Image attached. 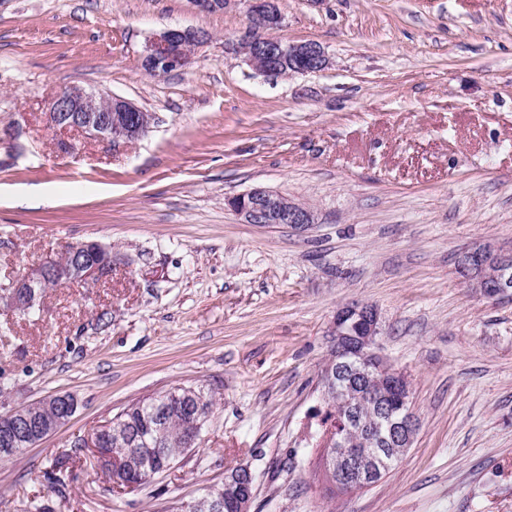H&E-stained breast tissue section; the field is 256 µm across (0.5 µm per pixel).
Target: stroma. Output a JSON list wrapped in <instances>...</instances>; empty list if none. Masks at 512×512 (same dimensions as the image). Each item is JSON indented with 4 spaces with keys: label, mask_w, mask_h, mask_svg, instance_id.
<instances>
[{
    "label": "stroma",
    "mask_w": 512,
    "mask_h": 512,
    "mask_svg": "<svg viewBox=\"0 0 512 512\" xmlns=\"http://www.w3.org/2000/svg\"><path fill=\"white\" fill-rule=\"evenodd\" d=\"M277 6V37L318 43L326 69L256 74L231 47L241 8L0 0V289L68 243L112 247L105 282L45 289L40 317L0 306V414L80 401L0 461V512H174L242 464L250 512H512V297L457 269L476 245L512 249V0ZM174 26L209 39L150 76L144 46ZM72 86L131 100L150 131L116 149L72 132L59 153L45 112ZM257 187L316 223H244L224 200ZM354 303L378 309L419 428L381 482L332 493L304 436ZM190 386L214 405L167 472L119 489L87 452L65 495L41 484L132 403Z\"/></svg>",
    "instance_id": "obj_1"
}]
</instances>
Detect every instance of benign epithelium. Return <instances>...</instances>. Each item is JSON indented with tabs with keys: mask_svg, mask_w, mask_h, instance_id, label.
<instances>
[{
	"mask_svg": "<svg viewBox=\"0 0 512 512\" xmlns=\"http://www.w3.org/2000/svg\"><path fill=\"white\" fill-rule=\"evenodd\" d=\"M203 12L224 11L243 4L247 8L250 26L237 40V51L253 70L267 76H281L282 64L296 72H316L328 67L324 50L311 41L290 43L270 35L279 28L282 15L276 0H189ZM207 37L194 29L167 28L152 36L142 53L143 69L164 77L185 69L195 47ZM49 127L62 131H77L88 138L120 147L143 137L150 124L143 110L129 100L106 95L92 89L70 87L50 102L45 113ZM230 208L248 224H289L305 226L316 223L314 211L287 196L256 188L228 199ZM77 258L75 264L50 259L0 291V304L21 312L39 303L42 290L73 284L97 283L112 272V247L97 241H80L66 247ZM461 266L470 287L488 298L512 291V251L483 245L463 253ZM331 350L336 355V375L326 374L323 384L336 389V399L342 401L341 423L369 429L390 413L388 391L399 394L402 402L410 395L408 377L392 368L380 353L381 335L378 310L364 303L341 308L331 323ZM379 375L384 390L374 393L365 388L370 375ZM365 398L375 408L374 416L364 420L354 413V402ZM39 404L55 410L44 420L21 406L0 416L3 437L0 438V458L12 457L18 448L30 447L68 423L78 407L71 393H56L39 400ZM418 429L412 410L400 413L378 439H371L350 454L334 455L329 466L336 471V487L349 492L383 474L402 460L412 447ZM255 476L247 465L238 466L224 478V491L211 488L206 492L211 512H249L253 499Z\"/></svg>",
	"mask_w": 512,
	"mask_h": 512,
	"instance_id": "1",
	"label": "benign epithelium"
}]
</instances>
